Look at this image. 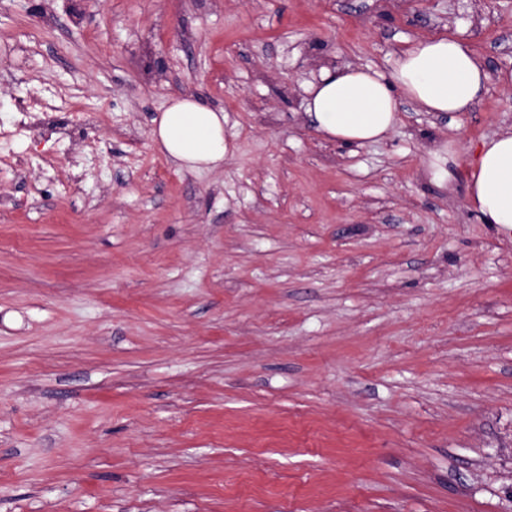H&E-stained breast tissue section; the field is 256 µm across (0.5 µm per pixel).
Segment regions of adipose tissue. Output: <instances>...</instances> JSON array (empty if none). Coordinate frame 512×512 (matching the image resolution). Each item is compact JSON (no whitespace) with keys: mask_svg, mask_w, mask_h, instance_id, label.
<instances>
[{"mask_svg":"<svg viewBox=\"0 0 512 512\" xmlns=\"http://www.w3.org/2000/svg\"><path fill=\"white\" fill-rule=\"evenodd\" d=\"M487 79L482 63L463 42L424 37L402 50L386 73L370 67L323 68L307 88L306 111L325 137L361 146L392 132L398 97L429 112H466L484 92ZM152 136L187 169L215 168L224 161V114L195 99L173 100ZM468 201L486 223L512 235V132L481 142Z\"/></svg>","mask_w":512,"mask_h":512,"instance_id":"1","label":"adipose tissue"}]
</instances>
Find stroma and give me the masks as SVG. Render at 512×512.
<instances>
[{"mask_svg":"<svg viewBox=\"0 0 512 512\" xmlns=\"http://www.w3.org/2000/svg\"><path fill=\"white\" fill-rule=\"evenodd\" d=\"M440 35L470 111L313 128L320 67ZM505 72L512 0H0V129L100 117L0 167V512H512V237L467 201ZM182 97L219 167L155 144ZM152 136L166 154L189 170L215 168L224 162V113L193 98L173 100Z\"/></svg>","mask_w":512,"mask_h":512,"instance_id":"obj_1","label":"stroma"}]
</instances>
